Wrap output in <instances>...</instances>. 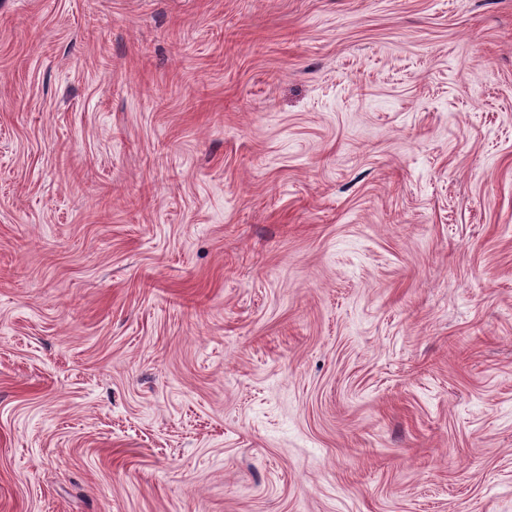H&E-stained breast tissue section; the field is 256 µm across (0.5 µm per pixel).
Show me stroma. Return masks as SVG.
<instances>
[{"mask_svg":"<svg viewBox=\"0 0 512 512\" xmlns=\"http://www.w3.org/2000/svg\"><path fill=\"white\" fill-rule=\"evenodd\" d=\"M0 512H512V0H0Z\"/></svg>","mask_w":512,"mask_h":512,"instance_id":"obj_1","label":"stroma"}]
</instances>
